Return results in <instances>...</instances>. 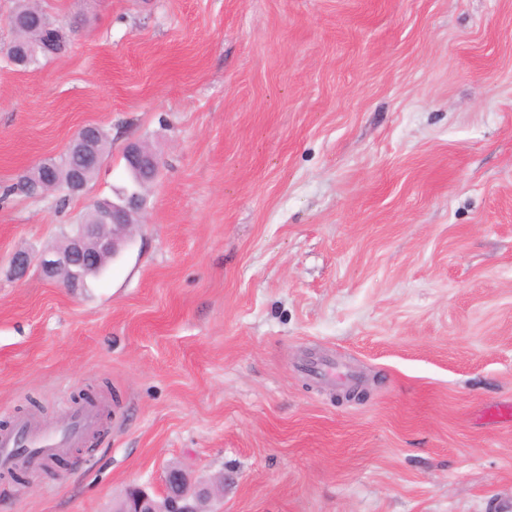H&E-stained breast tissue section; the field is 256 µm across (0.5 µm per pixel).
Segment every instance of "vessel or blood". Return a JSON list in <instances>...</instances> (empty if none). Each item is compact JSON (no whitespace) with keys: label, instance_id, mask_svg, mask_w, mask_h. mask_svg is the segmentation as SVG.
<instances>
[{"label":"vessel or blood","instance_id":"obj_1","mask_svg":"<svg viewBox=\"0 0 512 512\" xmlns=\"http://www.w3.org/2000/svg\"><path fill=\"white\" fill-rule=\"evenodd\" d=\"M97 411L86 410L70 420L62 431L52 436L34 432L25 425H18L7 435L0 436V468H11L21 458L32 461L48 458L63 448L80 447L86 434L96 427Z\"/></svg>","mask_w":512,"mask_h":512}]
</instances>
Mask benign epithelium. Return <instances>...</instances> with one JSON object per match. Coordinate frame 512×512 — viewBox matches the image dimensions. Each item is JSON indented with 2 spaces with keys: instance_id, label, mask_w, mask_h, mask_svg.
<instances>
[{
  "instance_id": "1",
  "label": "benign epithelium",
  "mask_w": 512,
  "mask_h": 512,
  "mask_svg": "<svg viewBox=\"0 0 512 512\" xmlns=\"http://www.w3.org/2000/svg\"><path fill=\"white\" fill-rule=\"evenodd\" d=\"M98 127L88 125L79 130L68 146L73 155L81 156L90 168H99L101 157L94 147ZM127 159L131 167L144 172L148 177L157 175L159 162L156 155L144 151L137 143L128 146ZM143 202L138 194L126 199L122 206L112 207V214L105 219L107 224H77L70 234L66 248L43 253L38 259L42 276L51 281H61L69 288H77L84 283L88 269L99 264L101 258L112 253H120L130 240L131 225L127 216L131 210H139ZM209 493V488L201 483H193L182 470L172 468L165 475V492L157 498L139 488L132 490L117 512H202L201 505Z\"/></svg>"
}]
</instances>
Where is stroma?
<instances>
[{
	"mask_svg": "<svg viewBox=\"0 0 512 512\" xmlns=\"http://www.w3.org/2000/svg\"><path fill=\"white\" fill-rule=\"evenodd\" d=\"M0 61V186L95 124L86 192L0 201V430L107 427L0 512H113L182 468L212 512H512V0H42ZM160 172L82 288L17 278ZM363 384L362 402H339ZM38 11L43 12L48 19L56 23L37 0H17V6L12 16L14 22L11 24L13 33L11 41L34 46L36 49L40 48L43 25L39 24L32 15ZM124 154L126 166L130 172L127 159L131 162L130 167L138 171L140 174L144 172L148 177L153 178L157 175L159 169V162L156 155L144 151L137 143H131Z\"/></svg>",
	"mask_w": 512,
	"mask_h": 512,
	"instance_id": "1",
	"label": "stroma"
}]
</instances>
